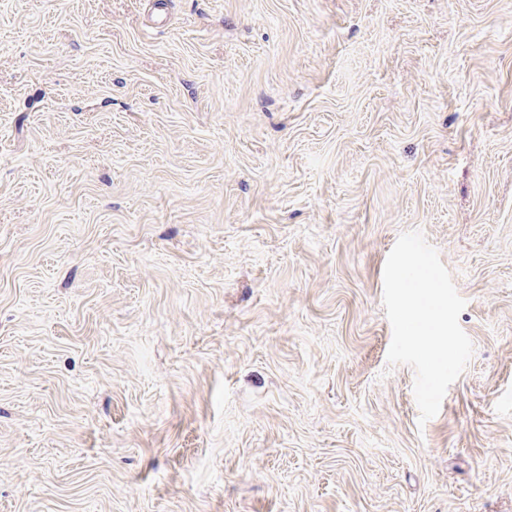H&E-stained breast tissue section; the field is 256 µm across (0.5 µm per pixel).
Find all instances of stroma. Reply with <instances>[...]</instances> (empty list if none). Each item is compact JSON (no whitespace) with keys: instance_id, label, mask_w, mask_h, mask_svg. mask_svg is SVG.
Segmentation results:
<instances>
[{"instance_id":"35a3bbf8","label":"stroma","mask_w":512,"mask_h":512,"mask_svg":"<svg viewBox=\"0 0 512 512\" xmlns=\"http://www.w3.org/2000/svg\"><path fill=\"white\" fill-rule=\"evenodd\" d=\"M0 0V512H512V0ZM474 354L420 422L383 269Z\"/></svg>"}]
</instances>
